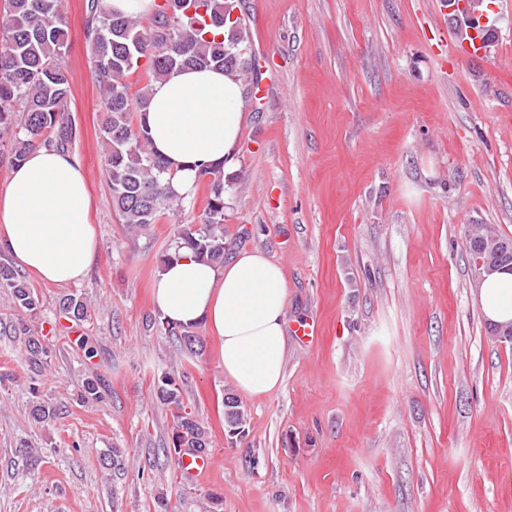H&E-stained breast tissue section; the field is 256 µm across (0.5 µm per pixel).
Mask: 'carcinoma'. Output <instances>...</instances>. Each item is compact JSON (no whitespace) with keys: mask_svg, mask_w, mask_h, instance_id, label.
<instances>
[{"mask_svg":"<svg viewBox=\"0 0 512 512\" xmlns=\"http://www.w3.org/2000/svg\"><path fill=\"white\" fill-rule=\"evenodd\" d=\"M236 0H163L155 4L148 26L132 16L112 12L105 0H85L86 41L92 76L106 112L100 139L112 204L120 220L133 232H142L164 218H173L182 198L169 186L167 163L152 150L142 125L153 82L169 71L186 67H217L242 76L249 69L244 36L230 14ZM67 24L60 0H0V156L12 165L27 159L37 145L74 151L78 131L68 116L71 79L64 57ZM138 77L135 89L128 82ZM224 172H198L196 189L203 193L200 227L182 229L163 255L169 261L186 246L215 264L224 263ZM0 290L12 296L17 312L14 334L21 339L20 356L27 367L29 416L51 422L59 404L42 397L39 377L53 352L52 340L39 333L34 320L40 314L38 293L27 283L6 251L0 250ZM59 310L80 324L90 317L84 297L70 293ZM156 332L177 337L190 355L201 352L202 341L192 328L150 321ZM106 379L93 373L74 395L80 406L97 403L106 395ZM181 377L164 372L155 382L160 403L171 408V442L175 453H203L208 446L202 422L187 410L181 397ZM229 429H241L245 412L237 400L224 405ZM124 449L108 448L101 464L122 469Z\"/></svg>","mask_w":512,"mask_h":512,"instance_id":"1","label":"carcinoma"}]
</instances>
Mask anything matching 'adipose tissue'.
<instances>
[{
	"instance_id": "adipose-tissue-1",
	"label": "adipose tissue",
	"mask_w": 512,
	"mask_h": 512,
	"mask_svg": "<svg viewBox=\"0 0 512 512\" xmlns=\"http://www.w3.org/2000/svg\"><path fill=\"white\" fill-rule=\"evenodd\" d=\"M242 95L236 75L214 68L176 69L152 85L143 126L168 162L176 195L190 196L201 168H233ZM0 248L50 284L87 276L97 239L77 156L39 146L10 168L0 183ZM286 296L282 268L259 250L218 267L184 249L159 269L153 285L161 319L218 337L225 377L253 398L273 393L283 380ZM479 297L490 321L512 322V273L485 277Z\"/></svg>"
}]
</instances>
